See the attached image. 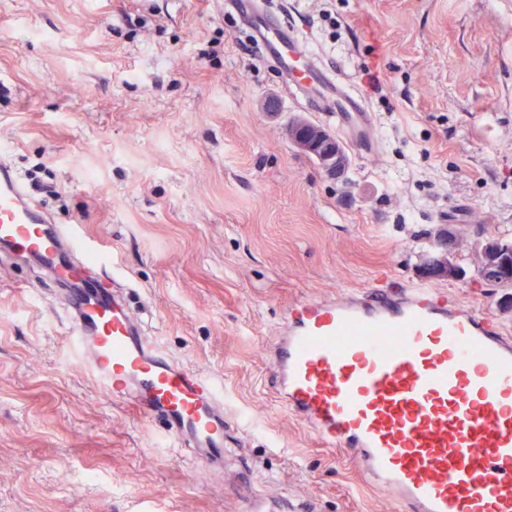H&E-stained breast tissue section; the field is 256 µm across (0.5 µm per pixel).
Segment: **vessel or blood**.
Returning <instances> with one entry per match:
<instances>
[{"label":"vessel or blood","mask_w":512,"mask_h":512,"mask_svg":"<svg viewBox=\"0 0 512 512\" xmlns=\"http://www.w3.org/2000/svg\"><path fill=\"white\" fill-rule=\"evenodd\" d=\"M256 17L253 37L290 90L330 84L303 40L263 0H233ZM336 119L371 125L365 102L336 89ZM0 254L38 266L59 286L66 342L105 393L163 424L199 464H224V399L212 379L146 340L112 282L106 246L58 224L0 159ZM276 394L324 445L347 452L398 512H512V338L491 318L421 282L358 290L288 310L270 349Z\"/></svg>","instance_id":"b4317fda"}]
</instances>
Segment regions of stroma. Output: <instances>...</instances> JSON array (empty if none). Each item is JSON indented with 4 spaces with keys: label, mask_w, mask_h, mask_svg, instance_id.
I'll use <instances>...</instances> for the list:
<instances>
[{
    "label": "stroma",
    "mask_w": 512,
    "mask_h": 512,
    "mask_svg": "<svg viewBox=\"0 0 512 512\" xmlns=\"http://www.w3.org/2000/svg\"><path fill=\"white\" fill-rule=\"evenodd\" d=\"M225 2L0 0V157L111 246L146 335L221 381L235 443L220 472L167 445L71 354L54 286L0 257V512H392L276 398L289 306L418 281L445 226L466 274L436 288L512 333V289L476 272L479 243L512 238V0H294L372 114L342 182L286 131L336 119Z\"/></svg>",
    "instance_id": "1"
}]
</instances>
